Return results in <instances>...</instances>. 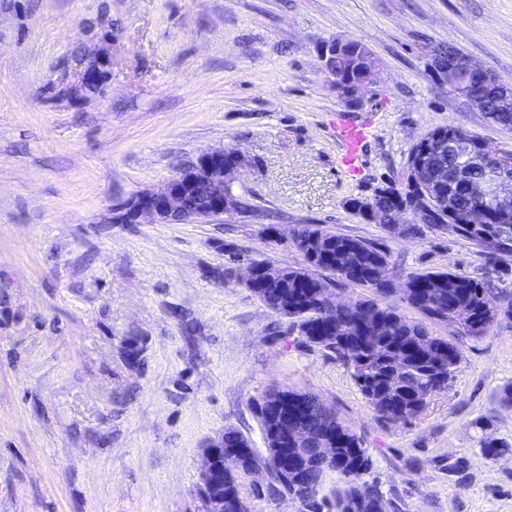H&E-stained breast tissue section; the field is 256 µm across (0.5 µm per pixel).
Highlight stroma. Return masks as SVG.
I'll return each mask as SVG.
<instances>
[{"label": "stroma", "instance_id": "stroma-1", "mask_svg": "<svg viewBox=\"0 0 512 512\" xmlns=\"http://www.w3.org/2000/svg\"><path fill=\"white\" fill-rule=\"evenodd\" d=\"M112 21L104 29L102 18ZM363 43L378 69L348 106L318 46ZM453 45L512 82V0H0V512H204L201 450L225 427L262 447L252 399L317 395L360 435L392 512H512V320L457 336L447 392L407 423L366 403L348 366L302 345L228 252L303 266L289 232L319 224L383 243L405 271H455L512 298V272L456 234L387 235L348 205L401 182L416 141L453 124L512 149L448 86ZM109 47L103 94L53 100L75 49ZM370 125L360 175L339 164L336 111ZM236 149L250 205L186 224H114L201 152ZM463 460L452 476L448 464Z\"/></svg>", "mask_w": 512, "mask_h": 512}]
</instances>
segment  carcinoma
I'll list each match as a JSON object with an SVG mask.
<instances>
[{"mask_svg": "<svg viewBox=\"0 0 512 512\" xmlns=\"http://www.w3.org/2000/svg\"><path fill=\"white\" fill-rule=\"evenodd\" d=\"M470 94L485 115H492L495 98L492 89L479 79H471ZM489 200L464 199L459 211L474 215L471 224L457 225L458 237L482 247L483 235L493 233L497 225ZM297 237L313 240L321 250L331 254L342 247L364 275L355 279L344 264L333 266L303 255L306 266L290 269L273 284L252 287L250 292L269 309L279 300L300 297L290 318L297 323L301 343L336 354L351 369L361 394L375 414L391 423H406L423 411L436 394L448 390L460 361L454 337L432 335L426 324L415 321L388 302L385 285L399 277L416 288L402 298L409 307L437 324L457 326L471 338H480L488 326L503 317L512 318V300L499 305L489 299L490 289L473 277L453 271L406 272L398 270L390 251L366 239L333 233L318 224H304ZM328 271L343 282L365 288L371 295L355 301L349 309L333 308L330 297L332 282L317 276L313 270ZM384 327L382 335L372 334V327ZM307 416L313 422V434H331L344 438L340 455L343 471L326 495H321L326 478L336 467L325 465L313 457L301 474L300 482L310 494L302 502L304 512H350L357 497L370 501L383 498L380 488L365 480L372 458L362 438L326 410L320 399L299 393ZM486 457L497 458L512 451V444L497 438L481 440Z\"/></svg>", "mask_w": 512, "mask_h": 512, "instance_id": "cac0c4a2", "label": "carcinoma"}]
</instances>
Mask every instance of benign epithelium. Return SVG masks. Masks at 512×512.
<instances>
[{
  "label": "benign epithelium",
  "mask_w": 512,
  "mask_h": 512,
  "mask_svg": "<svg viewBox=\"0 0 512 512\" xmlns=\"http://www.w3.org/2000/svg\"><path fill=\"white\" fill-rule=\"evenodd\" d=\"M349 43L346 38L336 37L324 42L318 49L323 71L336 77V51ZM440 67L448 73V79L454 81V92L466 101H471L468 80L473 76L487 79L499 87L507 89L498 99L499 110L512 112V86L489 73L483 66L463 53H456L438 61ZM112 71L111 56L100 53L81 52L74 54L71 60L59 69L63 81L70 79L93 90L106 86ZM376 73L363 71L336 86L337 92L347 102L357 100L358 93L375 79ZM461 155V159L472 163L489 162L493 172L480 180L470 175V169L460 167L456 172V181L460 188L470 192L475 198H485L499 208L512 209V158L509 153L471 136L459 137L448 131L437 132L421 151L412 156L410 165L413 170L411 184L418 182L426 186L429 203L422 206L394 209L396 225L391 231L400 234L399 224H430L434 211L443 210L453 213V196L443 188V172L448 152ZM242 166V157L236 151L207 150L184 168L178 176L170 180L167 186L157 192H138L112 209L114 224H182L201 219V214L214 216L242 211V198L232 192L224 191V186L235 182ZM398 202L396 196L378 189L370 196L359 199L357 206L364 214V220L375 222L382 215L385 201ZM288 397L278 395L269 399L267 411L277 422L271 433L264 439V447L269 457L275 459L277 467L255 462L252 455L235 448H224V435H219L207 447L201 449L200 495L205 512H236L239 503L224 499V478L254 475L259 486L275 488L276 498H289L300 501L297 494L288 491V484L298 485L299 472L307 457L303 445L310 440L306 422L282 412V404ZM295 444L293 454H288L284 444ZM317 456L327 462L338 461L336 441L332 437L317 440Z\"/></svg>",
  "instance_id": "obj_1"
}]
</instances>
